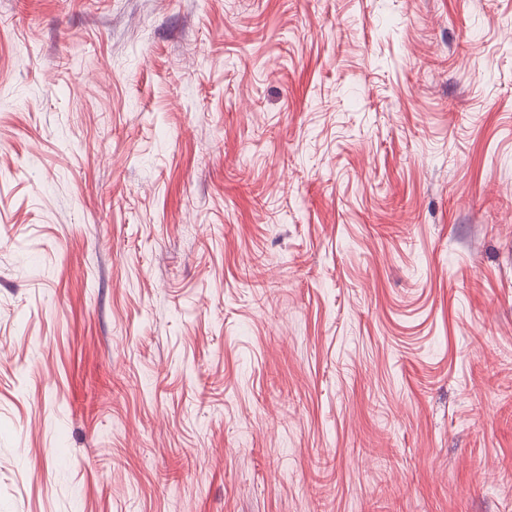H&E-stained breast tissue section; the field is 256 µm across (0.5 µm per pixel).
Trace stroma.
Returning <instances> with one entry per match:
<instances>
[{"label":"stroma","instance_id":"1","mask_svg":"<svg viewBox=\"0 0 512 512\" xmlns=\"http://www.w3.org/2000/svg\"><path fill=\"white\" fill-rule=\"evenodd\" d=\"M0 512H512V0H0Z\"/></svg>","mask_w":512,"mask_h":512}]
</instances>
